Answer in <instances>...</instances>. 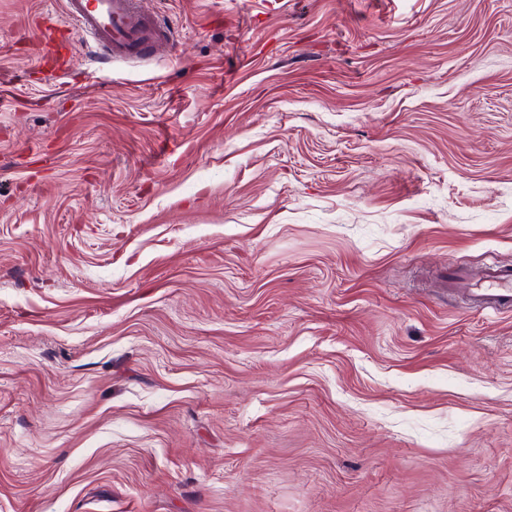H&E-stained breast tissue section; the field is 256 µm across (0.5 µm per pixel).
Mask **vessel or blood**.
I'll return each instance as SVG.
<instances>
[{
    "label": "vessel or blood",
    "mask_w": 512,
    "mask_h": 512,
    "mask_svg": "<svg viewBox=\"0 0 512 512\" xmlns=\"http://www.w3.org/2000/svg\"><path fill=\"white\" fill-rule=\"evenodd\" d=\"M63 4L73 34L99 42L110 58L146 55L166 40V29L144 15L139 0H63ZM451 281L482 310L512 311V268L493 269L476 281L458 267Z\"/></svg>",
    "instance_id": "vessel-or-blood-1"
}]
</instances>
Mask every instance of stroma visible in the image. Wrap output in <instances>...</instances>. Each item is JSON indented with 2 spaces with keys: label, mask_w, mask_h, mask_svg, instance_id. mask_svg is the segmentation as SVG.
<instances>
[{
  "label": "stroma",
  "mask_w": 512,
  "mask_h": 512,
  "mask_svg": "<svg viewBox=\"0 0 512 512\" xmlns=\"http://www.w3.org/2000/svg\"><path fill=\"white\" fill-rule=\"evenodd\" d=\"M0 0V512H512V0ZM138 0H64L79 39L102 44L111 59L148 55L161 46L166 29L144 15ZM451 282L482 310L496 314L512 311V268H495L476 282L468 271L455 266Z\"/></svg>",
  "instance_id": "stroma-1"
}]
</instances>
